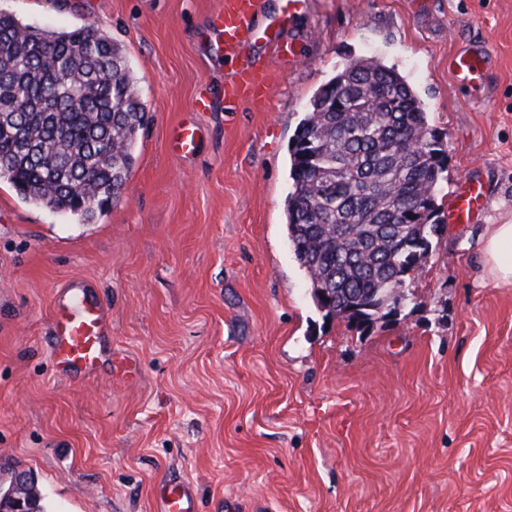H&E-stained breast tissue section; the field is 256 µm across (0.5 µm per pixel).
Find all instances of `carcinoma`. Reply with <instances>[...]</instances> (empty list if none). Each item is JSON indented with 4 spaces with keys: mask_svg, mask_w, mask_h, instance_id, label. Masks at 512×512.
<instances>
[{
    "mask_svg": "<svg viewBox=\"0 0 512 512\" xmlns=\"http://www.w3.org/2000/svg\"><path fill=\"white\" fill-rule=\"evenodd\" d=\"M144 107L120 47L88 24L55 31L0 11V178L86 222L119 197ZM448 153L407 80L376 58L311 98L291 146L290 245L310 288L374 323L405 296L441 224Z\"/></svg>",
    "mask_w": 512,
    "mask_h": 512,
    "instance_id": "obj_1",
    "label": "carcinoma"
}]
</instances>
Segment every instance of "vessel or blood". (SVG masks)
<instances>
[{"label": "vessel or blood", "mask_w": 512, "mask_h": 512, "mask_svg": "<svg viewBox=\"0 0 512 512\" xmlns=\"http://www.w3.org/2000/svg\"><path fill=\"white\" fill-rule=\"evenodd\" d=\"M308 0H284L279 13L265 10V0H224L213 13L211 28L225 60L238 63L235 77L225 84L224 98L232 105L252 101L269 82L267 71L242 63L245 47L258 38L277 40L282 27L307 8ZM494 59L484 44L465 42L448 58V73L455 87L480 96L485 75ZM174 150L187 157L198 147L197 129L181 124L173 134ZM489 204L484 184L476 178L455 183L448 203V221L471 224ZM112 339V317L101 302L80 285H72L55 300L50 338L55 372L64 378L90 377L100 369ZM154 512H197L189 482L170 479L154 492Z\"/></svg>", "instance_id": "b4317fda"}]
</instances>
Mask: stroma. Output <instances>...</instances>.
<instances>
[{
    "mask_svg": "<svg viewBox=\"0 0 512 512\" xmlns=\"http://www.w3.org/2000/svg\"><path fill=\"white\" fill-rule=\"evenodd\" d=\"M220 2L0 0L26 24L103 29L147 117L93 223L0 179V482L27 472L49 512H154L167 476L200 512H512V284L479 263L485 227L512 218V0H311L278 44L246 48L273 79L234 108L209 37ZM468 39L496 60L478 99L448 75ZM367 57L423 102L448 181L480 179L490 202L445 226L397 320L364 336L316 307L285 200L311 97ZM201 93L210 111H192ZM188 117L184 158L169 131ZM73 281L110 308L135 378L56 379L53 306ZM174 150L187 157L193 155L198 147L197 128L190 123H182L173 134Z\"/></svg>",
    "mask_w": 512,
    "mask_h": 512,
    "instance_id": "stroma-1",
    "label": "stroma"
}]
</instances>
